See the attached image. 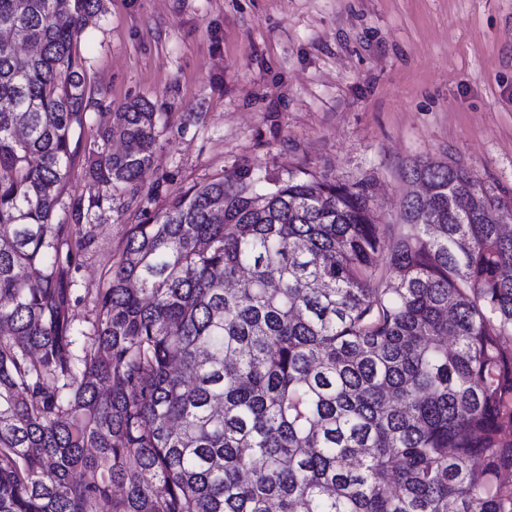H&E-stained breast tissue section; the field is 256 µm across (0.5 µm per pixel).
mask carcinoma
Here are the masks:
<instances>
[{
  "label": "carcinoma",
  "mask_w": 512,
  "mask_h": 512,
  "mask_svg": "<svg viewBox=\"0 0 512 512\" xmlns=\"http://www.w3.org/2000/svg\"><path fill=\"white\" fill-rule=\"evenodd\" d=\"M102 9L0 0V512H512V209L458 162L408 167L395 238L364 183H207L130 227L79 327L83 220L162 118L81 148ZM80 154L102 193L56 223Z\"/></svg>",
  "instance_id": "carcinoma-1"
}]
</instances>
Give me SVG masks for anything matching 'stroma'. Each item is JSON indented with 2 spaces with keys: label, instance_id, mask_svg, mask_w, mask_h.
<instances>
[{
  "label": "stroma",
  "instance_id": "1",
  "mask_svg": "<svg viewBox=\"0 0 512 512\" xmlns=\"http://www.w3.org/2000/svg\"><path fill=\"white\" fill-rule=\"evenodd\" d=\"M75 50L92 123L135 98L164 115L137 192L89 213L78 323L131 225L242 168L368 182L393 233L426 158L512 208V0H105Z\"/></svg>",
  "mask_w": 512,
  "mask_h": 512
}]
</instances>
